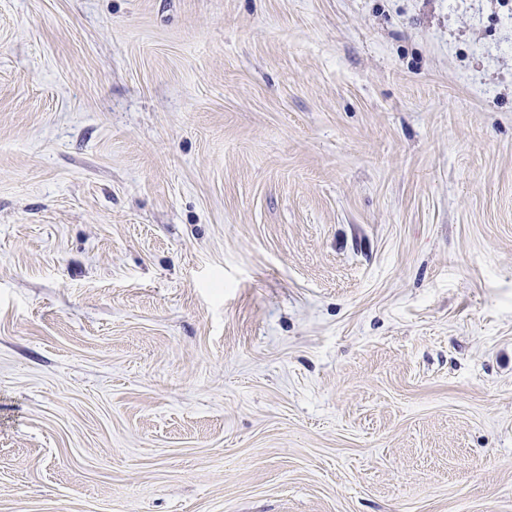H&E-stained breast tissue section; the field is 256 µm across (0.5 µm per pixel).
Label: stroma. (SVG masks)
Listing matches in <instances>:
<instances>
[{
	"label": "stroma",
	"instance_id": "1",
	"mask_svg": "<svg viewBox=\"0 0 512 512\" xmlns=\"http://www.w3.org/2000/svg\"><path fill=\"white\" fill-rule=\"evenodd\" d=\"M0 512H512V0H0Z\"/></svg>",
	"mask_w": 512,
	"mask_h": 512
}]
</instances>
